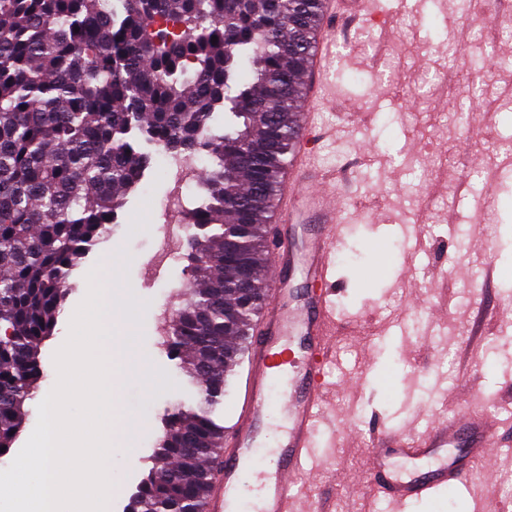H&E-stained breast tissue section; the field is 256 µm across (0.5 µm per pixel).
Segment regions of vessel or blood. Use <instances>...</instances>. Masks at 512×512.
<instances>
[{
	"label": "vessel or blood",
	"instance_id": "obj_1",
	"mask_svg": "<svg viewBox=\"0 0 512 512\" xmlns=\"http://www.w3.org/2000/svg\"><path fill=\"white\" fill-rule=\"evenodd\" d=\"M364 5L365 0H323V13L340 26L357 19ZM308 154L305 144H297L282 190L289 196L303 193L310 218L319 227L302 260L312 287L301 296L281 283V268L288 257L289 218L281 213L270 258L271 298L262 316V337L247 353L243 401L234 423L235 447L225 456L221 475L207 493L204 512H237L259 452L258 438L269 429L275 409L283 410L287 424L275 434L267 451L270 464L258 475L256 512H292L299 495L296 480L311 472L317 458L322 368L331 356L328 338L336 331L331 285L344 204L325 188L322 178L308 170ZM494 450L487 423L466 411L450 421H432L416 438L383 426L370 451L362 492L370 501L382 499L395 505L422 499L465 483L472 460L490 456ZM401 462L409 464V471L398 470Z\"/></svg>",
	"mask_w": 512,
	"mask_h": 512
}]
</instances>
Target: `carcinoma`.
<instances>
[{
    "label": "carcinoma",
    "mask_w": 512,
    "mask_h": 512,
    "mask_svg": "<svg viewBox=\"0 0 512 512\" xmlns=\"http://www.w3.org/2000/svg\"><path fill=\"white\" fill-rule=\"evenodd\" d=\"M320 2L0 0V457L43 378L72 272L151 166L143 147L204 151L205 194L183 213L190 297L164 340L197 397L164 417L126 506L202 512L224 435L213 414L261 308L224 267V234L263 280Z\"/></svg>",
    "instance_id": "carcinoma-1"
}]
</instances>
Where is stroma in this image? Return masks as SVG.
<instances>
[{
    "mask_svg": "<svg viewBox=\"0 0 512 512\" xmlns=\"http://www.w3.org/2000/svg\"><path fill=\"white\" fill-rule=\"evenodd\" d=\"M459 0H421L418 10L391 14L394 36L384 53L359 36L378 35L381 12L368 11L336 40L334 64L360 85L344 89L335 74L325 83L314 149L331 189L353 215L345 243L387 238L396 242L363 302L345 307L366 267L337 264L335 299L339 323L329 343L336 357L326 364L322 400L345 433L323 454L319 488L327 512H370L362 492L369 451L379 426L418 431L415 412L452 416L467 409L486 418L500 447L493 463L475 461L470 488L413 502L394 512H465L488 497L512 505V229L494 216L479 218L470 199L494 165L512 155V0H483L491 23L474 30ZM485 56L489 75L472 80L468 62ZM466 107L464 122L453 114ZM173 182L159 163L127 196L116 224L73 271L67 310L88 286L86 268L111 254L105 274L115 299L134 306L125 325L143 370L164 380L145 396L138 377L122 380L124 414L144 422L140 450L117 451L115 504L124 512L147 474L167 411L190 401L185 365L161 344L168 314L188 282L185 261L160 273L150 270L157 227ZM421 211L420 253L405 247L404 225ZM470 229L466 250L448 237L449 224ZM495 322L486 335L472 333L481 310ZM415 319L417 330L396 334L398 318Z\"/></svg>",
    "mask_w": 512,
    "mask_h": 512,
    "instance_id": "35a3bbf8",
    "label": "stroma"
}]
</instances>
